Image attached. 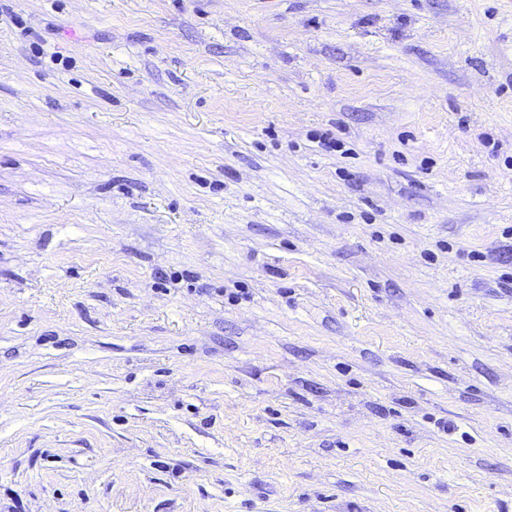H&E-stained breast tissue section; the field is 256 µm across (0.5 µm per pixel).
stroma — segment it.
Segmentation results:
<instances>
[{"label":"stroma","mask_w":512,"mask_h":512,"mask_svg":"<svg viewBox=\"0 0 512 512\" xmlns=\"http://www.w3.org/2000/svg\"><path fill=\"white\" fill-rule=\"evenodd\" d=\"M0 512H512V0H0Z\"/></svg>","instance_id":"stroma-1"}]
</instances>
